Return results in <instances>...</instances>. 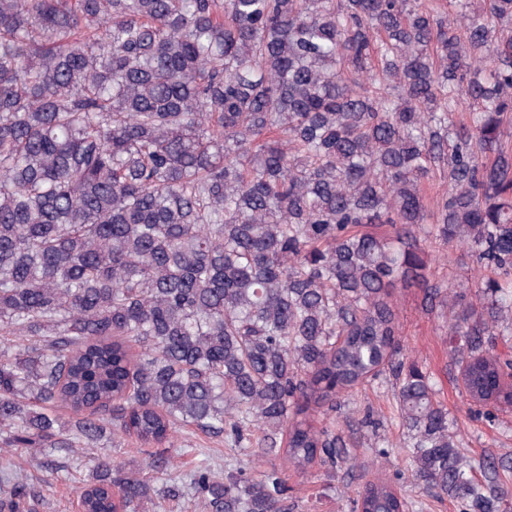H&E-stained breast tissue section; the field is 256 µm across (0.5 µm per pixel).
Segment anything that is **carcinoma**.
I'll list each match as a JSON object with an SVG mask.
<instances>
[{
  "mask_svg": "<svg viewBox=\"0 0 512 512\" xmlns=\"http://www.w3.org/2000/svg\"><path fill=\"white\" fill-rule=\"evenodd\" d=\"M448 192L430 212L422 183ZM431 239L491 276L430 287L470 413L512 407V0H0V449L81 448L84 512L151 480L94 456L192 426L335 468V410L389 369L411 477L501 512L389 298ZM62 405L66 423L50 412ZM482 477H477L476 472ZM399 478L352 512H409ZM203 512H288L273 469L190 477Z\"/></svg>",
  "mask_w": 512,
  "mask_h": 512,
  "instance_id": "1",
  "label": "carcinoma"
}]
</instances>
